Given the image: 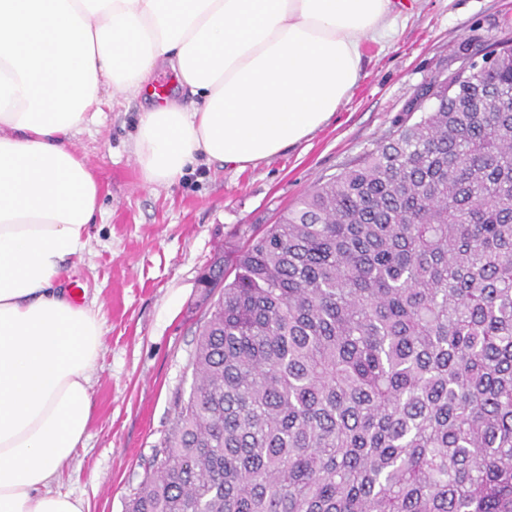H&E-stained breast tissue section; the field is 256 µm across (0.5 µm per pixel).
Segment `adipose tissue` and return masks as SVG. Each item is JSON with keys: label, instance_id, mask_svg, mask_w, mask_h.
Listing matches in <instances>:
<instances>
[{"label": "adipose tissue", "instance_id": "ef3b65f1", "mask_svg": "<svg viewBox=\"0 0 512 512\" xmlns=\"http://www.w3.org/2000/svg\"><path fill=\"white\" fill-rule=\"evenodd\" d=\"M393 0H0V512H83L54 485L82 445L95 308L60 289L99 185L74 139L105 89L151 102L145 183L199 161L246 169L300 146L351 95ZM188 103L158 99L155 71Z\"/></svg>", "mask_w": 512, "mask_h": 512}]
</instances>
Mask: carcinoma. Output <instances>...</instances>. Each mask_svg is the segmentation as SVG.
<instances>
[{"label": "carcinoma", "instance_id": "cac0c4a2", "mask_svg": "<svg viewBox=\"0 0 512 512\" xmlns=\"http://www.w3.org/2000/svg\"><path fill=\"white\" fill-rule=\"evenodd\" d=\"M459 53L420 120L205 277L126 512H512V40Z\"/></svg>", "mask_w": 512, "mask_h": 512}]
</instances>
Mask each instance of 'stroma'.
<instances>
[{"label": "stroma", "instance_id": "stroma-1", "mask_svg": "<svg viewBox=\"0 0 512 512\" xmlns=\"http://www.w3.org/2000/svg\"><path fill=\"white\" fill-rule=\"evenodd\" d=\"M512 0H418L389 35L363 44L364 75L328 124L297 148L243 170L199 164L171 186L145 184L132 147L145 100L104 102L74 139L100 187L88 247L74 260L78 303L96 306L102 349L91 372L87 437L57 485L85 512H125L157 459L212 302L200 279L315 185L374 149L421 89L459 67V46L503 38Z\"/></svg>", "mask_w": 512, "mask_h": 512}]
</instances>
